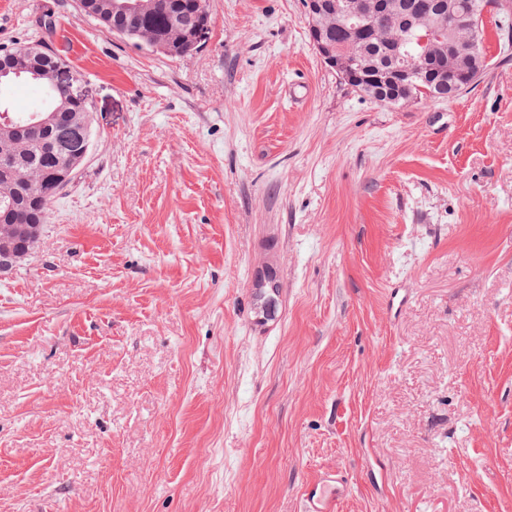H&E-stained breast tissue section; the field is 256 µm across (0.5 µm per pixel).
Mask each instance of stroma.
Listing matches in <instances>:
<instances>
[{"label": "stroma", "instance_id": "1", "mask_svg": "<svg viewBox=\"0 0 512 512\" xmlns=\"http://www.w3.org/2000/svg\"><path fill=\"white\" fill-rule=\"evenodd\" d=\"M206 6L171 58L0 0V45L49 43L92 107L0 276V512H301L331 469L338 512H512V43L486 19L472 89L384 106L302 0ZM304 6L309 19V34L312 44L326 64L338 69L340 66L334 49L321 39L322 25L320 24V17L324 13H332V2L324 0H304ZM280 288V281L275 275L263 288L265 296L262 299L256 301L255 295H253V312L256 319L268 320L276 314Z\"/></svg>", "mask_w": 512, "mask_h": 512}]
</instances>
